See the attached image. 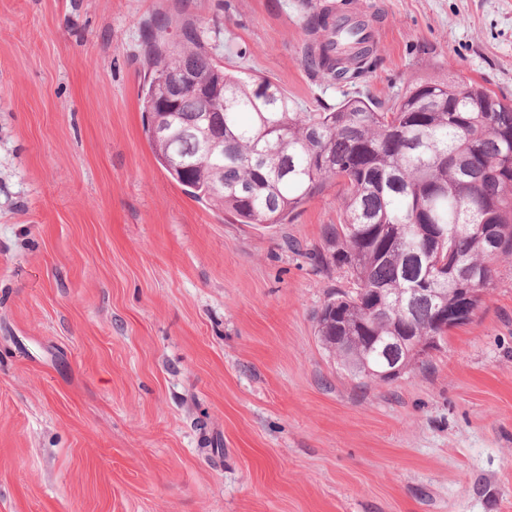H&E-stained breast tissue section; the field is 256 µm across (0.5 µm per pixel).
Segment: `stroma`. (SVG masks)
I'll list each match as a JSON object with an SVG mask.
<instances>
[{
	"instance_id": "obj_1",
	"label": "stroma",
	"mask_w": 512,
	"mask_h": 512,
	"mask_svg": "<svg viewBox=\"0 0 512 512\" xmlns=\"http://www.w3.org/2000/svg\"><path fill=\"white\" fill-rule=\"evenodd\" d=\"M334 0H0V512H512V258L423 367L351 379L315 314L335 189L288 224L186 194L145 133V36L304 110L462 75L512 100V0H349L375 66L328 85ZM302 28L308 41L304 64L320 80L353 83L365 78L373 69L374 35L371 29L359 37V31L351 27L349 40L339 39L341 26L331 9L309 14Z\"/></svg>"
}]
</instances>
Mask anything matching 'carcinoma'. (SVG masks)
I'll use <instances>...</instances> for the list:
<instances>
[{
	"instance_id": "1",
	"label": "carcinoma",
	"mask_w": 512,
	"mask_h": 512,
	"mask_svg": "<svg viewBox=\"0 0 512 512\" xmlns=\"http://www.w3.org/2000/svg\"><path fill=\"white\" fill-rule=\"evenodd\" d=\"M341 26L332 10L306 17L304 64L326 82L353 83L373 69L374 35ZM183 45L149 62L143 108L156 111L166 78L193 63L224 94L207 101L224 121V156H199V143L180 125L169 130L182 157L198 167L181 171L172 149L150 140L158 162L190 194L241 224H286L311 198L339 187L340 221L325 228L323 263L347 274L352 289L326 299L317 335L353 338L336 348L348 368L365 339L437 336L450 328L425 296L398 303L405 288H440L448 310L474 293L473 308L492 284L494 265L512 258V101L464 77L415 79L391 101L347 98L329 112L294 106L265 78L219 65L201 32L189 25ZM224 170V189L217 188ZM387 305L383 314L366 309Z\"/></svg>"
}]
</instances>
